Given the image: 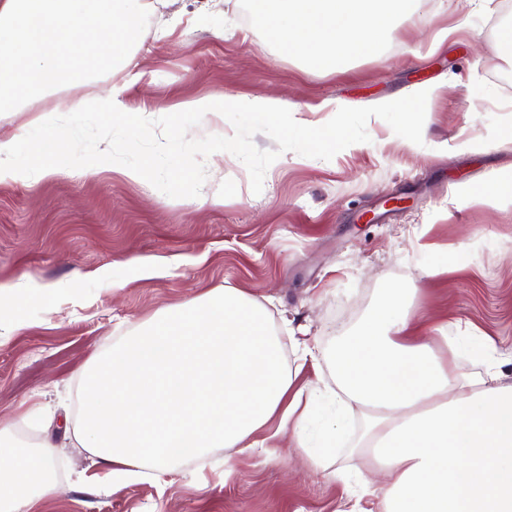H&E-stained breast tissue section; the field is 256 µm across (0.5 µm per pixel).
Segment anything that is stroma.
<instances>
[{"label": "stroma", "instance_id": "35a3bbf8", "mask_svg": "<svg viewBox=\"0 0 512 512\" xmlns=\"http://www.w3.org/2000/svg\"><path fill=\"white\" fill-rule=\"evenodd\" d=\"M263 7L262 0H166L134 48L142 78L131 84L119 71L80 92L92 97L123 83L126 106L164 116L192 99L275 95L298 103L301 119L321 123L322 102L364 108L435 84L422 144L373 117L368 142L331 160L283 153L258 194L245 165L217 152L205 161L202 186L223 196L217 207H196L111 170L0 184V284L54 291L21 311L13 294H0V420L26 414L12 432L21 450L37 451L44 404L71 407L79 375L113 342L156 311L216 288L266 303L289 365L301 369L299 386L335 388L330 352L338 336L395 289L412 314L447 326V339L432 343L436 358L471 324L496 340L503 380L512 382V201L491 207L458 198L463 187L512 175V146L496 144L512 126V82L500 77L512 52L496 37L512 11L503 0H412L374 55L334 70L283 52L255 23ZM465 139L473 150L457 151ZM431 266L438 275H426ZM19 316L26 328L12 330ZM301 328L317 361L299 362L288 340ZM366 422L363 408L346 407L335 450L296 479L291 436L274 421L255 448H213L176 463L174 474L101 493L76 486L92 457L61 435L51 512H337L348 489L334 472L356 478L369 465L353 449Z\"/></svg>", "mask_w": 512, "mask_h": 512}]
</instances>
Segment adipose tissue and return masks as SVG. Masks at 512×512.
I'll use <instances>...</instances> for the list:
<instances>
[{"instance_id":"adipose-tissue-1","label":"adipose tissue","mask_w":512,"mask_h":512,"mask_svg":"<svg viewBox=\"0 0 512 512\" xmlns=\"http://www.w3.org/2000/svg\"><path fill=\"white\" fill-rule=\"evenodd\" d=\"M409 0H272L258 23L289 52L315 67L341 68L372 52L389 20ZM49 145L24 157L29 132L0 131V184L23 186L69 169L94 177L111 169L109 149L75 159L55 115L38 118ZM437 326L409 319L393 293L333 350L337 390L294 389L266 307L236 288H219L155 313L136 333L98 358L84 378L82 412L73 428L91 457L80 484L107 490L141 476L170 474L174 461L210 448H242L271 420L293 424V445L305 466L321 459L299 422L314 407L352 402L372 413L363 444L373 459L361 483L386 481L377 512H512V384L495 361L467 373L454 359L437 360ZM0 512H38L52 500L55 443L25 455L2 436Z\"/></svg>"}]
</instances>
